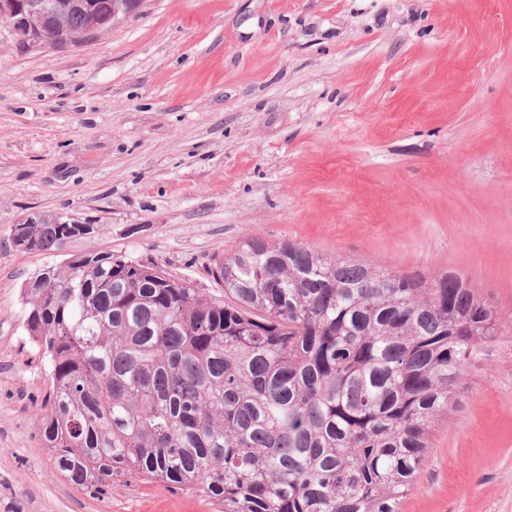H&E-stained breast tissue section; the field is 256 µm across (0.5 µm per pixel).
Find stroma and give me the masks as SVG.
Wrapping results in <instances>:
<instances>
[{
	"mask_svg": "<svg viewBox=\"0 0 512 512\" xmlns=\"http://www.w3.org/2000/svg\"><path fill=\"white\" fill-rule=\"evenodd\" d=\"M33 214L105 223L87 252L210 295L259 237L404 274L453 273L512 324V0H143L93 42L41 50L0 20V512H222L162 483L93 493L49 462L51 388L23 281ZM401 512H512V342L491 347Z\"/></svg>",
	"mask_w": 512,
	"mask_h": 512,
	"instance_id": "1",
	"label": "stroma"
}]
</instances>
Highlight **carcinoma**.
Here are the masks:
<instances>
[{
	"mask_svg": "<svg viewBox=\"0 0 512 512\" xmlns=\"http://www.w3.org/2000/svg\"><path fill=\"white\" fill-rule=\"evenodd\" d=\"M42 33L87 42L92 0H55ZM86 238L42 216L24 253ZM224 295L155 265L74 251L26 278L25 328L49 357L40 414L54 470L100 492L164 483L224 512H399L484 349L512 338L451 273L248 238L213 255Z\"/></svg>",
	"mask_w": 512,
	"mask_h": 512,
	"instance_id": "1",
	"label": "carcinoma"
}]
</instances>
